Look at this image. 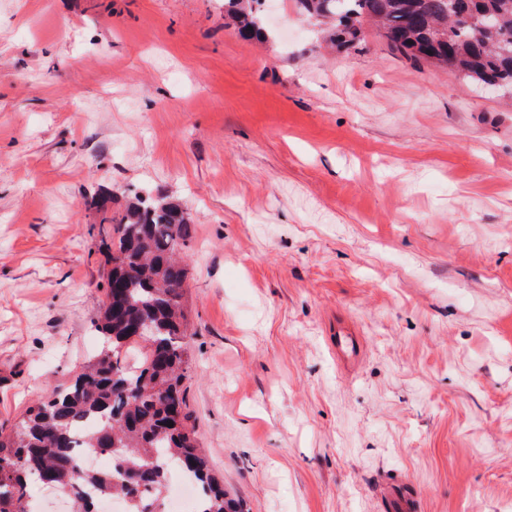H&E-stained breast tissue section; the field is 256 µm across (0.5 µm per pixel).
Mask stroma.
Listing matches in <instances>:
<instances>
[{
    "label": "stroma",
    "mask_w": 512,
    "mask_h": 512,
    "mask_svg": "<svg viewBox=\"0 0 512 512\" xmlns=\"http://www.w3.org/2000/svg\"><path fill=\"white\" fill-rule=\"evenodd\" d=\"M277 2L256 42L224 0H0V423L98 350L91 201L144 188L191 215L186 403L244 512H512V107ZM330 344L336 349V357L340 360L345 357L356 358L361 353L356 333L342 326L336 327V339Z\"/></svg>",
    "instance_id": "1"
}]
</instances>
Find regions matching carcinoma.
Masks as SVG:
<instances>
[{
	"instance_id": "1",
	"label": "carcinoma",
	"mask_w": 512,
	"mask_h": 512,
	"mask_svg": "<svg viewBox=\"0 0 512 512\" xmlns=\"http://www.w3.org/2000/svg\"><path fill=\"white\" fill-rule=\"evenodd\" d=\"M266 0H224V15L247 40L264 41ZM306 20L326 23L350 49L368 24L404 57L444 66L480 85L512 91V0H294ZM185 206L170 196L132 192L101 237L109 256L98 328L99 353L67 385L37 400L10 426L0 425V512H18L30 481L69 492L78 512L95 498L125 502L124 512H157L170 459L186 458L197 486L196 512H236L189 425L183 386L191 377L182 302L184 248L192 237ZM149 321L150 336L136 335ZM139 362L126 363L129 350ZM112 455V470L88 472L78 447Z\"/></svg>"
}]
</instances>
